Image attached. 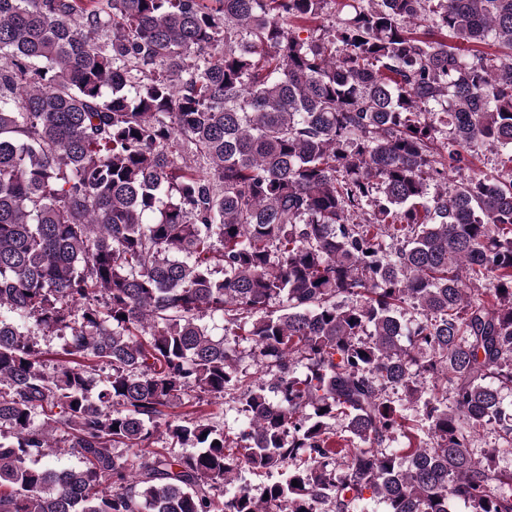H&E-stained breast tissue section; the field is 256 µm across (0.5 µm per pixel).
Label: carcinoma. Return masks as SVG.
<instances>
[{"label": "carcinoma", "mask_w": 512, "mask_h": 512, "mask_svg": "<svg viewBox=\"0 0 512 512\" xmlns=\"http://www.w3.org/2000/svg\"><path fill=\"white\" fill-rule=\"evenodd\" d=\"M505 390L512 0H0V512H512ZM211 408L206 407L216 413L214 420L224 426L225 432L236 433L243 427L246 418L242 411V405L238 401L224 399L222 403L212 405Z\"/></svg>", "instance_id": "obj_1"}]
</instances>
